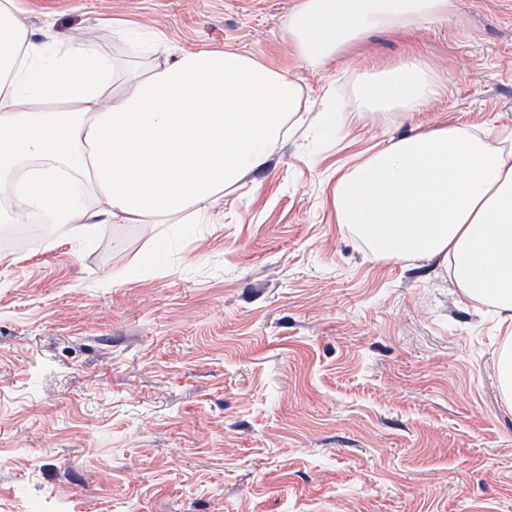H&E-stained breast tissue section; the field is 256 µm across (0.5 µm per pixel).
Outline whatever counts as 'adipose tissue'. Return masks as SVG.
Segmentation results:
<instances>
[{
  "mask_svg": "<svg viewBox=\"0 0 512 512\" xmlns=\"http://www.w3.org/2000/svg\"><path fill=\"white\" fill-rule=\"evenodd\" d=\"M452 0H297L287 29L314 67L372 32L405 40ZM134 62L98 43L33 40L0 0V222L201 224L261 168L306 104L300 86L238 50L154 58L162 39L118 29ZM415 55L361 72L355 111L408 114L440 96ZM337 223L374 256L436 262L462 296L512 325V150L441 125L375 150L336 178Z\"/></svg>",
  "mask_w": 512,
  "mask_h": 512,
  "instance_id": "obj_1",
  "label": "adipose tissue"
}]
</instances>
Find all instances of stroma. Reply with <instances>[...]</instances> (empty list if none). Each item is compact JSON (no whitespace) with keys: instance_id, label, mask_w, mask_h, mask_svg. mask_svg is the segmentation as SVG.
<instances>
[{"instance_id":"obj_1","label":"stroma","mask_w":512,"mask_h":512,"mask_svg":"<svg viewBox=\"0 0 512 512\" xmlns=\"http://www.w3.org/2000/svg\"><path fill=\"white\" fill-rule=\"evenodd\" d=\"M296 0H17L33 38L118 60L117 26L238 49L336 124L303 122L207 224L49 226L0 247V512H512V327L425 261L336 222L337 169L441 123L512 133V0H453L308 66ZM415 49L444 92L350 111L358 75ZM497 375L499 387L507 401L512 399V341L505 343L498 355Z\"/></svg>"}]
</instances>
